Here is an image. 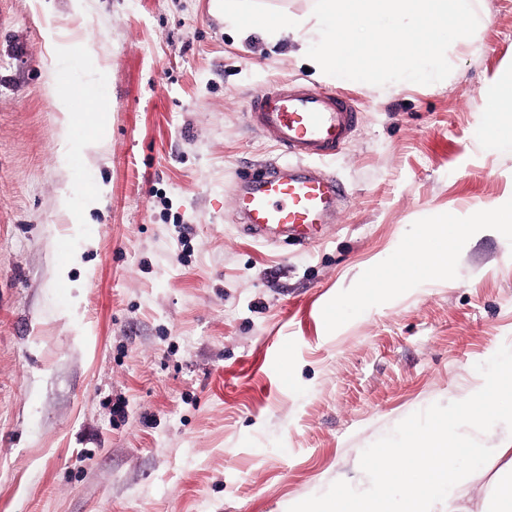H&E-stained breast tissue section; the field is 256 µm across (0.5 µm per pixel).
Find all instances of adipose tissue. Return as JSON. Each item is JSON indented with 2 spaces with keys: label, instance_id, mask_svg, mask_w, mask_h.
Wrapping results in <instances>:
<instances>
[{
  "label": "adipose tissue",
  "instance_id": "obj_1",
  "mask_svg": "<svg viewBox=\"0 0 512 512\" xmlns=\"http://www.w3.org/2000/svg\"><path fill=\"white\" fill-rule=\"evenodd\" d=\"M83 86L71 85L69 92L57 93V106L61 113L60 120V137L62 141V150L58 156V162L61 166H70L74 157V148L72 141V130L75 126L85 127L89 135L83 142V150H91L97 148L101 144L98 136L99 130L105 123V114L102 110L104 99L103 93H96L90 104V109L84 114L72 112L70 108V98L72 95H84ZM471 226L467 224H443L438 227L432 234L422 252H408L402 257L397 265L396 271L398 275L420 279L428 275L430 272L447 268L450 264V252L448 244L467 235Z\"/></svg>",
  "mask_w": 512,
  "mask_h": 512
}]
</instances>
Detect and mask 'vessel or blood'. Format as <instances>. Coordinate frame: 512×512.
Listing matches in <instances>:
<instances>
[{
    "label": "vessel or blood",
    "mask_w": 512,
    "mask_h": 512,
    "mask_svg": "<svg viewBox=\"0 0 512 512\" xmlns=\"http://www.w3.org/2000/svg\"><path fill=\"white\" fill-rule=\"evenodd\" d=\"M247 118L287 159L265 166L237 188L235 204L244 223L262 239L285 230L298 242H315L345 192L336 177L312 163L336 156L350 142L357 108L324 89L286 84L253 94Z\"/></svg>",
    "instance_id": "1"
}]
</instances>
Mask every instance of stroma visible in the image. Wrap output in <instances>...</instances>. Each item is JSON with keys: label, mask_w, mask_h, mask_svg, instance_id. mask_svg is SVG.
I'll list each match as a JSON object with an SVG mask.
<instances>
[{"label": "stroma", "mask_w": 512, "mask_h": 512, "mask_svg": "<svg viewBox=\"0 0 512 512\" xmlns=\"http://www.w3.org/2000/svg\"><path fill=\"white\" fill-rule=\"evenodd\" d=\"M478 5L445 80L379 87L318 78L210 0H0V512H287L365 488V447L468 396L512 346V223L456 240L449 271L394 267L512 204V149L478 133L512 70V0ZM69 44L109 119L64 168L50 84ZM294 81L359 108L321 164L346 196L305 247L254 240L231 203L284 159L247 100ZM511 222L512 208L489 204L476 212L473 224H442L427 241L422 254L419 256L413 250L409 251L398 261L396 271L401 277L421 279L432 271L447 268L450 264L448 241L467 235L474 224H510Z\"/></svg>", "instance_id": "35a3bbf8"}]
</instances>
